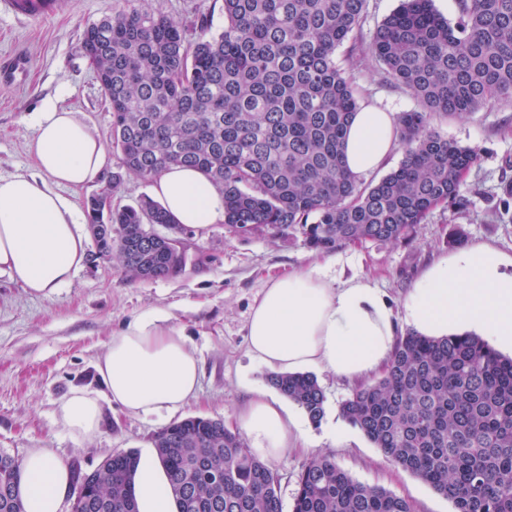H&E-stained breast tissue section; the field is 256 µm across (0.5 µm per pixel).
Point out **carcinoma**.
<instances>
[{"mask_svg": "<svg viewBox=\"0 0 512 512\" xmlns=\"http://www.w3.org/2000/svg\"><path fill=\"white\" fill-rule=\"evenodd\" d=\"M367 0H224V28L199 33L143 7L102 17L79 49L112 112V149L124 177L151 181L173 165L200 170L224 194V224L247 235L298 231L315 249L393 242L436 206L455 200L477 160L441 135L437 116L464 118L512 101V0H457L452 23L433 0H400L362 41ZM351 42L344 63L336 51ZM410 90L419 109L396 118L398 167L365 184L345 165L343 141L359 110L352 71L365 58ZM91 224H117L122 248L95 242L133 279H168L177 267L154 225L172 220L144 198ZM269 382L317 425L324 393L311 373ZM343 418L455 512H512V358L478 335L398 338L384 374L341 406ZM179 512H283L276 472L221 420L194 416L155 433ZM138 453L75 473L76 512H138ZM21 463L0 469V512H24ZM292 512H411L408 501L362 484L329 454L297 476Z\"/></svg>", "mask_w": 512, "mask_h": 512, "instance_id": "obj_1", "label": "carcinoma"}]
</instances>
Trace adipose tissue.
I'll return each mask as SVG.
<instances>
[{
  "instance_id": "adipose-tissue-1",
  "label": "adipose tissue",
  "mask_w": 512,
  "mask_h": 512,
  "mask_svg": "<svg viewBox=\"0 0 512 512\" xmlns=\"http://www.w3.org/2000/svg\"><path fill=\"white\" fill-rule=\"evenodd\" d=\"M392 113L361 108L345 139V160L356 176L379 170L392 150ZM36 170L0 176V274L30 294L48 297L85 264L81 216L63 196L93 183L107 164L102 140L79 113L49 102L34 118L25 144ZM154 191L175 222L199 230L224 220V196L199 170L173 166ZM487 245L441 257L413 283L406 321L427 336L478 332L512 351V273ZM392 308L366 277L329 279L316 264L265 282L251 307V357L276 373L319 370L341 380L365 379L387 366L396 343ZM106 393L76 388L58 404V422L90 439L101 430V398L128 416L175 415L199 393L201 363L183 330L161 309H151L114 334L96 362ZM253 455L280 460L311 448L304 422L282 398L254 391L236 414ZM26 512H64L73 491L68 461L48 448L22 459ZM139 512H177L166 470L144 449L134 477Z\"/></svg>"
}]
</instances>
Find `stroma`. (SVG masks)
<instances>
[{
  "mask_svg": "<svg viewBox=\"0 0 512 512\" xmlns=\"http://www.w3.org/2000/svg\"><path fill=\"white\" fill-rule=\"evenodd\" d=\"M54 14L34 20L0 15V58L21 54L29 66L22 82L0 80V176L31 170L25 141L30 116L44 101L79 112L110 144L112 114L96 72L79 50L84 28L101 17L129 9L128 0H62ZM149 11L187 25L200 15L224 27L223 0H143ZM360 105L384 112L417 109L404 87L384 81L374 61L352 73ZM436 129L474 148L476 164L456 202L434 208L405 238L392 243L346 244L327 251L309 247L302 235L272 231L235 236L225 225L199 231L176 225L172 235L189 244L183 274L174 279L130 280L117 262L89 261L71 282L48 298L28 294L0 276V453L17 458L28 449L49 448L72 468L95 470L110 455L141 451L169 421L129 417L105 407L100 434L91 440L68 435L56 420V406L72 388L102 391L95 369L112 335L140 313L159 308L182 328L202 365L201 391L181 412L234 426L235 414L256 388L268 387V368L248 353L249 310L263 282L295 268L331 258L343 281L370 278L404 314V298L423 269L438 257L486 243L512 257V103L490 101L462 119L438 117ZM317 379L325 414L311 426L318 452L358 482L379 485L404 497L412 512H454L428 484L386 459L364 434L340 415L353 385L325 373ZM348 436L333 443L335 429Z\"/></svg>",
  "mask_w": 512,
  "mask_h": 512,
  "instance_id": "1",
  "label": "stroma"
}]
</instances>
